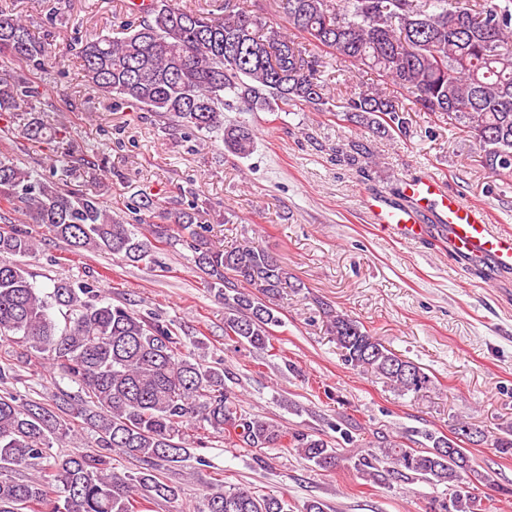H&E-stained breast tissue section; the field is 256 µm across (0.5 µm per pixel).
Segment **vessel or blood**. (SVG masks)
I'll use <instances>...</instances> for the list:
<instances>
[{
	"label": "vessel or blood",
	"instance_id": "vessel-or-blood-1",
	"mask_svg": "<svg viewBox=\"0 0 512 512\" xmlns=\"http://www.w3.org/2000/svg\"><path fill=\"white\" fill-rule=\"evenodd\" d=\"M403 202L376 195L366 201L373 223L404 241L423 238V215H433L447 230L448 246L461 261H487L499 268H512V236L495 232L483 208L465 203L432 176L403 180Z\"/></svg>",
	"mask_w": 512,
	"mask_h": 512
}]
</instances>
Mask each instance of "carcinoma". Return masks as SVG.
Here are the masks:
<instances>
[{
  "instance_id": "1",
  "label": "carcinoma",
  "mask_w": 512,
  "mask_h": 512,
  "mask_svg": "<svg viewBox=\"0 0 512 512\" xmlns=\"http://www.w3.org/2000/svg\"><path fill=\"white\" fill-rule=\"evenodd\" d=\"M282 21L224 0L211 18L173 0L152 7L117 35L95 34L79 47L83 77L106 100L118 99L185 130L213 134L224 148L246 156L254 133L224 124V107L250 112L283 106L330 112V89L321 79L324 61L306 46L329 53L348 69L376 81L343 103L345 116L373 137L409 132V100L416 110L448 116L474 139L482 165L512 182V0H278ZM47 71L57 47L35 37L19 16L0 9V57ZM40 95L23 75L0 77V112ZM368 144L354 142L340 153L357 166ZM0 202L27 222L45 225L76 250L109 252L137 262L153 242L183 241L224 301L225 336L263 348L281 324L273 301L290 287L288 270L258 245L214 249L204 241L198 213L174 214L154 225V240L114 217L99 196L42 179L34 171L0 160ZM35 251L34 238L0 227V512H148L149 505L178 500L180 490L160 471L190 456L189 431L239 438L252 448L289 445L329 471L344 461L321 436L288 432L265 418L239 412L224 386V368L184 351L170 326L102 296L97 282L55 279L45 292L16 257ZM62 315L59 324L52 309ZM346 365L371 372L401 395L430 389L423 369L387 348L354 317L323 309ZM47 367L79 386L45 403L7 388L19 372ZM79 421L95 447L58 456L52 478L41 476L53 442L78 433ZM429 445L412 448L387 440L361 450L354 467L378 482L388 475L448 487L449 498L433 512H484L470 491L472 480H489L473 468L466 449L445 435L425 434ZM135 458L133 475L112 471V453ZM31 475L20 479L13 472ZM197 512H288L275 495L246 487H213Z\"/></svg>"
}]
</instances>
